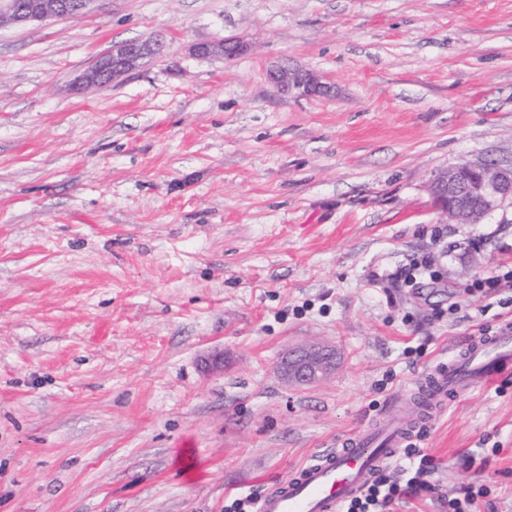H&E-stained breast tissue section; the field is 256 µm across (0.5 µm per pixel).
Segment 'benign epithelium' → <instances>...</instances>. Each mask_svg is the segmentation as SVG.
Returning <instances> with one entry per match:
<instances>
[{
  "instance_id": "benign-epithelium-1",
  "label": "benign epithelium",
  "mask_w": 512,
  "mask_h": 512,
  "mask_svg": "<svg viewBox=\"0 0 512 512\" xmlns=\"http://www.w3.org/2000/svg\"><path fill=\"white\" fill-rule=\"evenodd\" d=\"M94 0H0V26L60 21L83 15ZM164 43L127 40L112 46L72 84L77 94L114 82L139 70L146 60L162 54ZM250 50L246 41L224 38L197 42L192 54L207 58H229ZM271 82L281 92L307 98L326 96L331 86L311 69L279 66L270 71ZM431 192L437 206L456 224H481L495 211L512 204V160L488 164L469 161L448 168L434 179ZM336 369V350L312 345L288 351L277 364V372L298 385L320 381Z\"/></svg>"
}]
</instances>
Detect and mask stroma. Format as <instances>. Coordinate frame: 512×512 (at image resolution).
I'll return each instance as SVG.
<instances>
[{
	"mask_svg": "<svg viewBox=\"0 0 512 512\" xmlns=\"http://www.w3.org/2000/svg\"><path fill=\"white\" fill-rule=\"evenodd\" d=\"M224 37L253 50H189ZM287 62L331 97L281 94ZM467 159H512V0H96L0 28V512H227L387 415L512 318V206L453 224L431 194ZM313 341L335 372L283 382ZM412 444L432 488L392 512L469 485L512 512V373ZM164 43L161 39L152 41L127 40L114 44L112 49L98 57L92 65L72 84L77 94L95 88L111 86L134 71L139 70L146 60L162 54ZM250 50V45L243 39L224 38L213 41L197 42L190 46L192 54L207 58H229L243 55Z\"/></svg>",
	"mask_w": 512,
	"mask_h": 512,
	"instance_id": "obj_1",
	"label": "stroma"
}]
</instances>
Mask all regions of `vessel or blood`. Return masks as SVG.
Listing matches in <instances>:
<instances>
[{
	"mask_svg": "<svg viewBox=\"0 0 512 512\" xmlns=\"http://www.w3.org/2000/svg\"><path fill=\"white\" fill-rule=\"evenodd\" d=\"M512 370V323L503 322L492 334L472 338L452 359L437 363L416 393L438 406L448 398L490 384ZM415 435L407 411L379 424L360 428L318 452L288 481L256 498V512H340L375 475L389 467Z\"/></svg>",
	"mask_w": 512,
	"mask_h": 512,
	"instance_id": "b4317fda",
	"label": "vessel or blood"
}]
</instances>
